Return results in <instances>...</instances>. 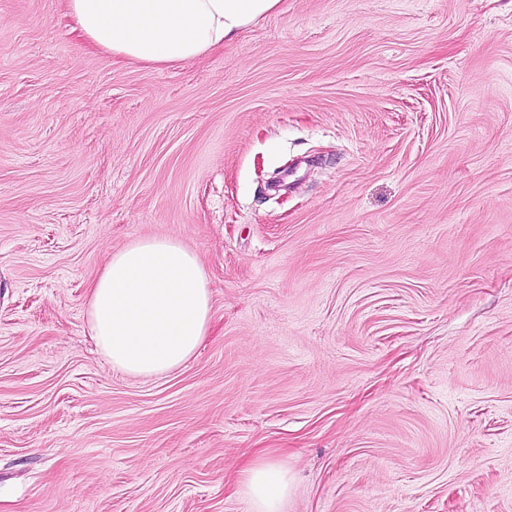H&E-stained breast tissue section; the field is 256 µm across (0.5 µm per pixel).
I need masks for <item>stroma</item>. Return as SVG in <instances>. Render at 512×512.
Masks as SVG:
<instances>
[{"mask_svg":"<svg viewBox=\"0 0 512 512\" xmlns=\"http://www.w3.org/2000/svg\"><path fill=\"white\" fill-rule=\"evenodd\" d=\"M149 236L213 315L144 379L85 305ZM261 452L282 512H512V0H282L164 69L0 0V512H252ZM239 491L252 505V512H281L288 495V471L277 461L259 457L241 472Z\"/></svg>","mask_w":512,"mask_h":512,"instance_id":"1","label":"stroma"}]
</instances>
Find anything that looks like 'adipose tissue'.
Segmentation results:
<instances>
[{"label": "adipose tissue", "mask_w": 512, "mask_h": 512, "mask_svg": "<svg viewBox=\"0 0 512 512\" xmlns=\"http://www.w3.org/2000/svg\"><path fill=\"white\" fill-rule=\"evenodd\" d=\"M281 0H65L74 30L96 51L145 66L189 62L222 48ZM212 319L209 279L175 237H144L114 251L91 282L85 330L114 370L139 378L190 361ZM287 470L260 457L241 472L253 512H281Z\"/></svg>", "instance_id": "ef3b65f1"}]
</instances>
